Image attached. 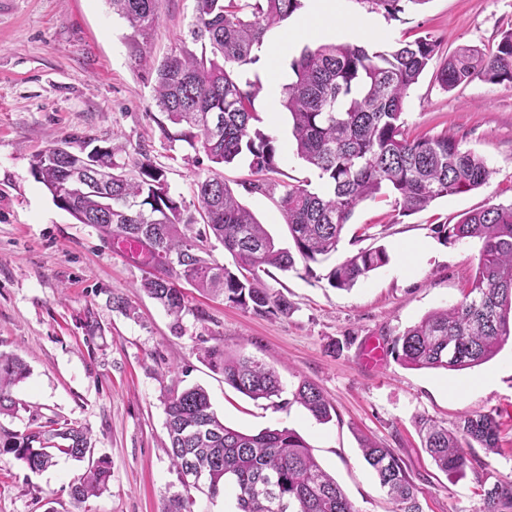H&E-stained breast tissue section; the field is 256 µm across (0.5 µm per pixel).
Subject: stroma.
I'll return each instance as SVG.
<instances>
[{"instance_id": "35a3bbf8", "label": "stroma", "mask_w": 512, "mask_h": 512, "mask_svg": "<svg viewBox=\"0 0 512 512\" xmlns=\"http://www.w3.org/2000/svg\"><path fill=\"white\" fill-rule=\"evenodd\" d=\"M193 8L194 0H161L149 43L155 59L188 38ZM374 16L381 30L364 38L368 51L426 34L439 39L438 54L405 100L407 131L454 138L486 159L490 181L409 216L397 215L389 194L360 203L329 259L264 276L292 304L288 316H258L191 291L177 324L139 292L149 272L139 255L116 252L112 238L59 209L33 178L31 162L61 140L94 138L112 145L121 163L147 154L165 170L171 193L188 201L205 166L161 134L154 79L135 68L130 30L107 0H0V351L19 354L30 367L14 389L20 410L1 415L0 428L20 433L50 419L75 424L112 467L107 490L78 505L69 485L83 471L79 463L62 456L34 473L13 457L0 458V512H162L165 497L185 491L167 454L164 400L175 384L204 387L214 411L235 429L295 430L356 512L392 510L362 456L365 440L402 458L424 512H483L481 483L512 481L511 345L462 371L413 369L392 356L374 369L363 361L367 342L391 343L428 313L461 300L481 244L446 235L440 225L512 203V88L475 80L447 91L435 78L456 48L496 47L512 30V0H425L396 20ZM255 109L281 148L277 181L319 187L295 152L287 111L269 110L262 96ZM240 199L280 247L291 248L276 195L244 192ZM379 245L387 265L348 289L328 284L331 267ZM116 295L129 313L113 309ZM90 320L95 330H87ZM219 337L226 349L273 366L281 396L252 400L209 369L200 353ZM304 380L334 406L330 422L293 403ZM467 414L499 420L502 451L467 449L480 460L478 471L445 474L423 450L416 421L428 416L452 427Z\"/></svg>"}]
</instances>
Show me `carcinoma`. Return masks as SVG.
<instances>
[{"label":"carcinoma","mask_w":512,"mask_h":512,"mask_svg":"<svg viewBox=\"0 0 512 512\" xmlns=\"http://www.w3.org/2000/svg\"><path fill=\"white\" fill-rule=\"evenodd\" d=\"M112 12L132 30L135 66L155 75L154 100L168 124L165 138L181 141L210 162L195 183L194 201L170 193L164 170L148 158L133 166L112 164V179L75 182L69 177L73 137L33 157L31 173L56 206L81 224H96L115 239L135 243L158 267L141 283L174 320L188 311L182 280L195 290L261 316H286L288 299L267 288L269 268L287 272L297 260L320 262L336 251L355 208L387 190L398 214L425 210L437 199L484 186L492 175L485 159L460 148L446 135L409 137L402 118L405 99L440 48L427 34L391 51L369 52L351 44L306 46L291 62L294 79L283 88L297 155L317 173L322 188L283 184L278 200L294 250L275 245L264 225L243 206L224 180L222 168L244 158L256 179L241 183L248 193H269L278 172L277 139L259 127L254 102L262 86L246 73L259 61L267 32L304 7V0H194L189 28L196 53L187 47L156 62L148 40L159 22V0H108ZM371 12L396 19L426 0H357ZM450 91L475 79L512 88V31L496 48L461 47L437 71ZM193 224L203 225L194 235ZM450 232L482 242L474 277L453 307L433 311L392 343L395 356L414 369L458 371L493 359L512 341V203L466 213ZM215 239L233 258L228 267L210 258ZM389 262L385 247L361 249L327 274L334 288L349 289ZM202 361L224 374V383L253 399L282 393L277 372L254 356L232 354L222 342L207 347ZM29 368L15 353L0 352V415H13V388ZM317 421L327 422L332 405L304 380L293 393ZM168 456L179 476L191 470L208 476L216 498L231 491L235 512H356L343 490L318 463L294 430L246 433L224 424L199 387L170 389L165 397ZM424 448L436 468L465 475L473 466L464 448H499L500 424L491 414L466 415L452 430L431 419L419 421ZM363 458L394 505L393 512H423L401 458L390 448L367 442ZM11 455L32 472L66 456L88 462L71 484L77 503L101 494L112 477L109 461L93 459L87 432L50 420L23 433L0 434V457ZM483 512H512V482L480 484ZM191 486L164 500L162 512H191Z\"/></svg>","instance_id":"1"}]
</instances>
